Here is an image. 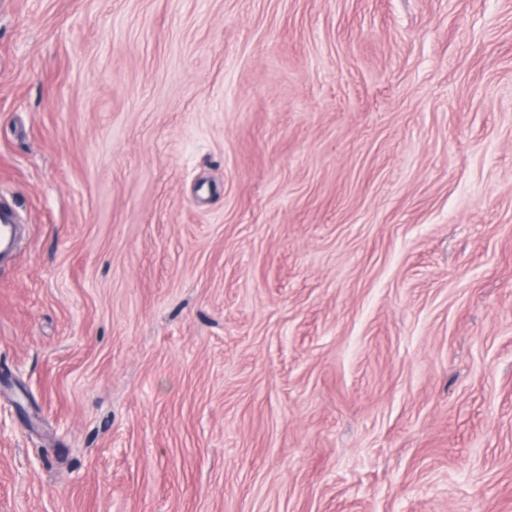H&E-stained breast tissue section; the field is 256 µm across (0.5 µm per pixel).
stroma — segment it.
Segmentation results:
<instances>
[{"mask_svg": "<svg viewBox=\"0 0 512 512\" xmlns=\"http://www.w3.org/2000/svg\"><path fill=\"white\" fill-rule=\"evenodd\" d=\"M0 512H512V0H6Z\"/></svg>", "mask_w": 512, "mask_h": 512, "instance_id": "obj_1", "label": "stroma"}]
</instances>
